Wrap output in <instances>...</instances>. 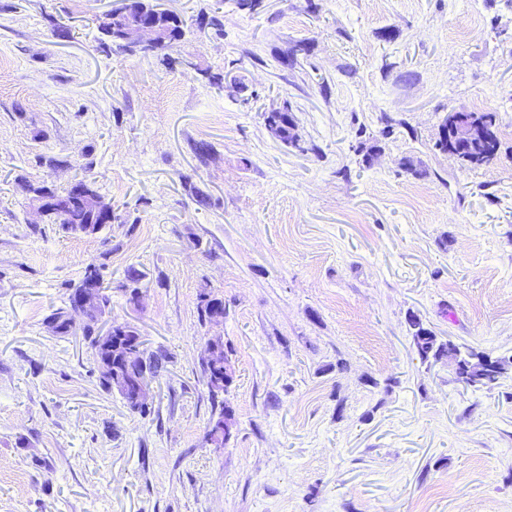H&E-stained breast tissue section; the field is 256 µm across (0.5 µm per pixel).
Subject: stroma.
Segmentation results:
<instances>
[{
  "label": "stroma",
  "instance_id": "35a3bbf8",
  "mask_svg": "<svg viewBox=\"0 0 512 512\" xmlns=\"http://www.w3.org/2000/svg\"><path fill=\"white\" fill-rule=\"evenodd\" d=\"M120 4L0 0V512H512V0H161L185 35L149 54L100 46ZM487 111L493 163L436 149ZM80 178L121 223L37 214L27 185ZM93 261L102 326L165 357L148 416L45 324ZM413 316L505 372L465 387ZM265 126L271 131L276 133L282 142L287 144L297 145V136L295 134V123L293 116L288 112V107L283 109H275L270 112H265L263 115Z\"/></svg>",
  "mask_w": 512,
  "mask_h": 512
}]
</instances>
